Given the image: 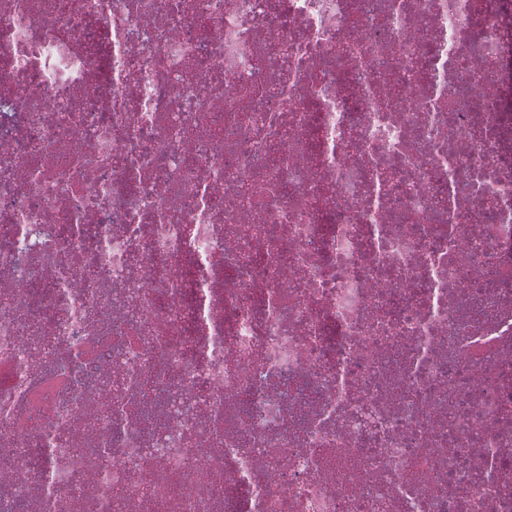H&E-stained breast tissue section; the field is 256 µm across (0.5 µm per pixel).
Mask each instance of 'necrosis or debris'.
I'll return each instance as SVG.
<instances>
[{
    "mask_svg": "<svg viewBox=\"0 0 512 512\" xmlns=\"http://www.w3.org/2000/svg\"><path fill=\"white\" fill-rule=\"evenodd\" d=\"M0 512H512V0H0Z\"/></svg>",
    "mask_w": 512,
    "mask_h": 512,
    "instance_id": "necrosis-or-debris-1",
    "label": "necrosis or debris"
}]
</instances>
